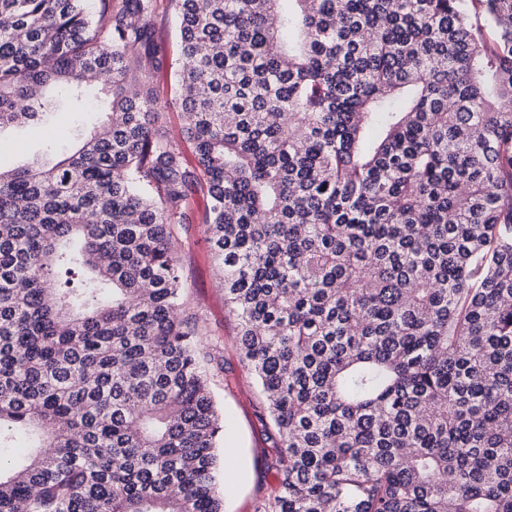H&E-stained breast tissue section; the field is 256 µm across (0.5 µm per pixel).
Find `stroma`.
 Segmentation results:
<instances>
[{
	"instance_id": "35a3bbf8",
	"label": "stroma",
	"mask_w": 512,
	"mask_h": 512,
	"mask_svg": "<svg viewBox=\"0 0 512 512\" xmlns=\"http://www.w3.org/2000/svg\"><path fill=\"white\" fill-rule=\"evenodd\" d=\"M47 130L21 125L0 134V169L8 171L44 159ZM186 314L201 333L199 357L210 391L224 414L225 460L230 464L225 512H257L278 488L268 460L277 436L250 369L242 362L235 316L224 306L223 278L204 225L175 235Z\"/></svg>"
}]
</instances>
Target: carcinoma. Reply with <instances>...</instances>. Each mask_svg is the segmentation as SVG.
I'll use <instances>...</instances> for the list:
<instances>
[{
	"mask_svg": "<svg viewBox=\"0 0 512 512\" xmlns=\"http://www.w3.org/2000/svg\"><path fill=\"white\" fill-rule=\"evenodd\" d=\"M169 2L194 167L158 0H0V130L104 114L0 170V512H224L189 224L279 437L258 512H512V0ZM159 4L155 44L157 51L164 54L169 64H171V68L168 69V72L161 79L158 88V98L162 104H165L160 114V124L166 128L167 134L170 137L179 142L184 163L188 166H194L196 164V157L193 146L189 142L179 139L178 134L181 124L173 94L174 70L180 54L179 39L172 10L169 7V0H159ZM52 128L56 136L59 152L67 150L90 124L99 120V116L90 107L87 112H56L51 114Z\"/></svg>",
	"mask_w": 512,
	"mask_h": 512,
	"instance_id": "1",
	"label": "carcinoma"
}]
</instances>
